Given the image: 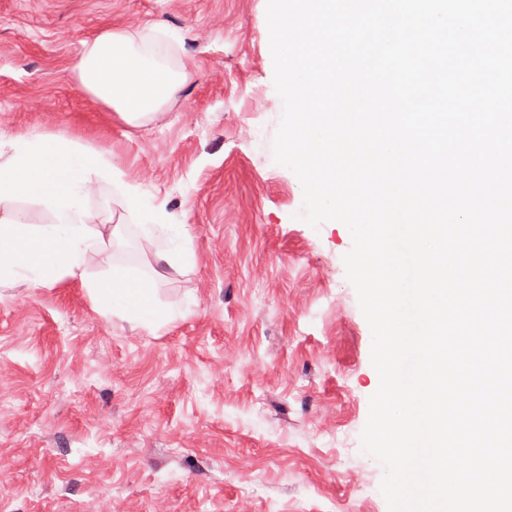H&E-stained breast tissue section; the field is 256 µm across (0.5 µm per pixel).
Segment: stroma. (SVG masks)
I'll use <instances>...</instances> for the list:
<instances>
[{
	"label": "stroma",
	"instance_id": "35a3bbf8",
	"mask_svg": "<svg viewBox=\"0 0 512 512\" xmlns=\"http://www.w3.org/2000/svg\"><path fill=\"white\" fill-rule=\"evenodd\" d=\"M267 0H0V131H51L186 225L175 320L100 314L79 279L0 287V512H388L361 443L379 386L338 221L274 160ZM171 34L191 78L133 127L71 68L111 25Z\"/></svg>",
	"mask_w": 512,
	"mask_h": 512
}]
</instances>
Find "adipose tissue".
<instances>
[{"instance_id": "obj_1", "label": "adipose tissue", "mask_w": 512, "mask_h": 512, "mask_svg": "<svg viewBox=\"0 0 512 512\" xmlns=\"http://www.w3.org/2000/svg\"><path fill=\"white\" fill-rule=\"evenodd\" d=\"M153 40L151 34L115 25L83 41L72 68L77 86L127 123L149 119L190 76L186 64L165 62ZM100 180L117 186L124 211L139 217L146 244L167 241L159 261L176 271L192 263L194 251L183 225L167 223L163 209L148 200L140 184L123 180L106 151L49 132L0 133V285H46L78 277L99 313L159 329L174 314L159 304L154 279L134 267H116L98 279L85 276L88 256L102 249L106 237L120 235L119 228L107 233L96 227L86 207ZM30 204L48 208L51 222L31 223Z\"/></svg>"}]
</instances>
